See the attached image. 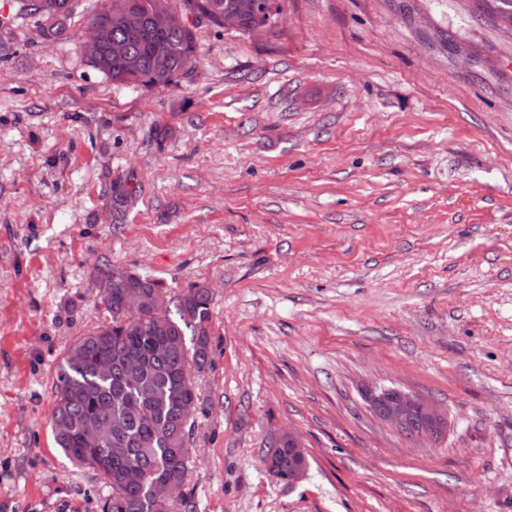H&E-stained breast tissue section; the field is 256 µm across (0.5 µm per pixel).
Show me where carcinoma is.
<instances>
[{"label":"carcinoma","mask_w":512,"mask_h":512,"mask_svg":"<svg viewBox=\"0 0 512 512\" xmlns=\"http://www.w3.org/2000/svg\"><path fill=\"white\" fill-rule=\"evenodd\" d=\"M69 0H42L43 12L31 10L20 0L18 18L34 21L42 35L54 41L63 39L66 21L74 8ZM129 4L144 9L145 0H109L92 19L105 20L108 13ZM182 11H197L207 17L206 26L224 28V8L233 0H180ZM484 11L502 23L512 25V0H483ZM196 28L158 29L147 24L136 37L112 24V39L126 43L131 55L141 56L143 77L133 80L121 61L101 71L117 86L154 87L150 77L154 49L166 50L167 80L171 85L187 74L195 63ZM114 213L126 210L132 192L120 180L109 185ZM93 278L100 291L104 321L76 340L58 364L55 400L49 423L56 445L75 464L97 471L109 493L102 512H190L191 495L183 494L177 503L161 504L147 485L123 483L126 466H137L153 480L186 484L194 423L181 417V405L193 401L204 407L197 379L212 368L211 293L204 286L192 285L170 296L164 282L151 275L128 269L119 275L113 268L98 267ZM132 295L141 301L140 325L124 322L114 312L121 310ZM191 339H186V336ZM139 349L144 362L136 370L119 364L129 349ZM112 362V374L103 376L99 365ZM102 422L116 425V440L125 449L121 458L110 457L87 442V430ZM279 448L273 477L286 480L309 461L305 449L297 448L285 436L272 439Z\"/></svg>","instance_id":"obj_1"}]
</instances>
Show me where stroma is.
Masks as SVG:
<instances>
[{
  "mask_svg": "<svg viewBox=\"0 0 512 512\" xmlns=\"http://www.w3.org/2000/svg\"><path fill=\"white\" fill-rule=\"evenodd\" d=\"M102 3L61 43L0 0V512H101L49 416L105 264L211 292L195 512H512V35L479 0H284L276 36L201 27L177 83L118 88L78 38ZM288 431L292 484L262 462ZM376 398L377 400L374 403L381 408L382 415L398 427L413 414H418L420 417L435 424L439 422L438 416L440 414L436 407L419 401L399 390L391 394H382ZM419 416H414L412 420L402 427V431L407 434L425 431L426 424ZM285 434L288 435L297 446H301L293 432L288 431V433ZM288 437L279 435L277 438L272 439L270 445L267 447L269 450L263 456V462L265 467L270 466L276 457L274 461V469L276 472L274 474L271 473V476L278 480L286 481L287 475H290L296 469L297 471H294L288 477V481L292 482L302 477L304 470L299 469H307L309 461L305 449H298L293 442L288 440ZM273 444H275L277 448H270Z\"/></svg>",
  "mask_w": 512,
  "mask_h": 512,
  "instance_id": "35a3bbf8",
  "label": "stroma"
}]
</instances>
